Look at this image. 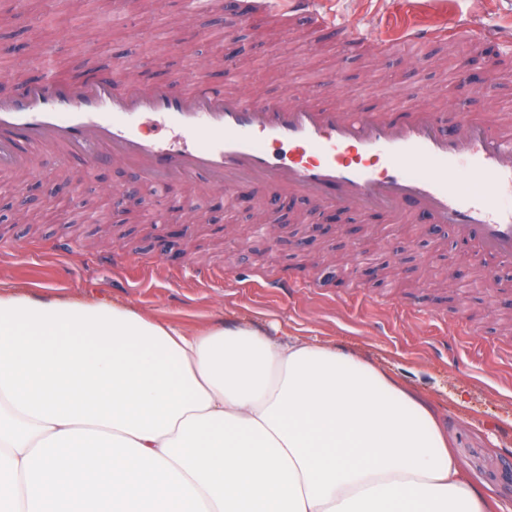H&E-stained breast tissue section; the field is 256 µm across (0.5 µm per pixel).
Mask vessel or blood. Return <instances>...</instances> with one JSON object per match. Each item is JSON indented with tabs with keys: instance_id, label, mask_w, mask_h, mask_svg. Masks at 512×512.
<instances>
[{
	"instance_id": "b4317fda",
	"label": "vessel or blood",
	"mask_w": 512,
	"mask_h": 512,
	"mask_svg": "<svg viewBox=\"0 0 512 512\" xmlns=\"http://www.w3.org/2000/svg\"><path fill=\"white\" fill-rule=\"evenodd\" d=\"M285 4L291 18L339 34L348 48L401 54L419 68L438 43L478 47L491 37L468 19L377 28L358 17L336 20L324 0ZM255 5L187 0V12L197 18L220 9L231 41ZM222 70L233 86L217 95L179 78L141 91L132 57L81 82L26 83L0 96V177L31 173L48 159H77L87 168L112 161L147 182L205 192L268 186L326 209L451 227L477 248V261L493 259L485 273L490 288L497 267L512 265V128L464 116L450 121L423 106L398 119L357 104L257 99L232 58Z\"/></svg>"
}]
</instances>
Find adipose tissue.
<instances>
[{"instance_id":"adipose-tissue-1","label":"adipose tissue","mask_w":512,"mask_h":512,"mask_svg":"<svg viewBox=\"0 0 512 512\" xmlns=\"http://www.w3.org/2000/svg\"><path fill=\"white\" fill-rule=\"evenodd\" d=\"M496 509L354 354L0 292V512Z\"/></svg>"}]
</instances>
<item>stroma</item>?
<instances>
[{"mask_svg": "<svg viewBox=\"0 0 512 512\" xmlns=\"http://www.w3.org/2000/svg\"><path fill=\"white\" fill-rule=\"evenodd\" d=\"M339 15L380 22L409 10L438 22L451 15L471 18L487 29L512 28V0H328ZM183 0H21L19 18L0 16V44L49 47L45 66L28 69L27 78L79 81L111 69L124 57L141 64V86L193 72L197 60L222 56L221 13L191 20L205 36L190 37L157 57L152 40L141 37L140 15H180ZM280 21L257 15L240 31L236 64L249 73L254 97L281 95L286 80L319 91L320 102L341 105L343 98L322 94L326 77L342 72L345 98L377 108L384 92L403 93L428 86L427 104L440 108L464 101L468 117L512 124V59L501 61L492 95L460 86L463 76L485 72L486 57L443 44L433 47L431 63L420 70L404 61L364 50L344 51L338 37L326 34L320 48L306 47L302 36L279 35ZM290 72H282L281 61ZM133 170L103 163L84 171L79 161L67 173L56 165L40 168L22 185L0 179V205L12 207V224L0 229V283L20 287L37 298H107L160 320L203 331L244 319L269 336H301L358 352L387 368L419 393L467 479L487 497L512 507V360L502 352L512 345V266L499 269L500 291L482 285L476 266L464 262L454 283L450 254L443 241L431 240L419 224H396L371 216L369 234L348 235L346 224H289L265 233L246 214L266 191L243 194L230 212L233 223L211 221L216 195L181 186L160 196L157 210L139 219L116 216L111 222H81L73 206L55 190L69 185L93 208L104 209V195L136 184ZM192 200L200 218L193 223H158ZM341 277L338 285L301 287L283 295L263 276L275 273L310 279L323 267ZM453 275V274H452Z\"/></svg>", "mask_w": 512, "mask_h": 512, "instance_id": "1", "label": "stroma"}]
</instances>
